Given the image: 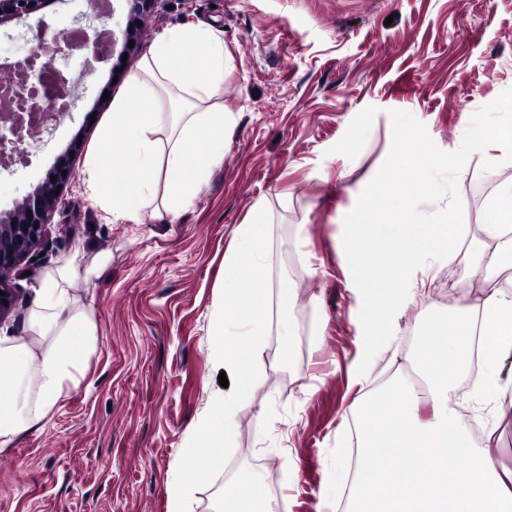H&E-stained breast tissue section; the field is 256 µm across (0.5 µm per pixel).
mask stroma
Here are the masks:
<instances>
[{
    "instance_id": "stroma-1",
    "label": "stroma",
    "mask_w": 512,
    "mask_h": 512,
    "mask_svg": "<svg viewBox=\"0 0 512 512\" xmlns=\"http://www.w3.org/2000/svg\"><path fill=\"white\" fill-rule=\"evenodd\" d=\"M80 8L54 0L0 28V62L24 60L43 31L65 37ZM199 23L213 26L230 58L219 99L231 121L224 161L172 223L165 177L137 220L115 221L89 197L85 153L75 156L0 339L37 347L32 301L65 268L98 343L47 421L0 447V512H167L177 460L221 390L211 329L224 255L259 206L270 216L271 330L260 378L237 410L232 456L189 512H216L247 471L262 473L279 512H319L357 394L350 370L363 355L361 296L337 246L345 214L390 151V113H412L452 152L472 115L512 88V0H154L136 20L116 0L93 20L114 33L113 51L74 53L61 69L80 86L70 116L21 162L0 165V212L73 144L92 145L109 109L104 92H123L160 34ZM504 181V153L469 157L458 181L464 224L482 225ZM477 242L467 234L455 263L433 260L413 274L368 388L398 375L426 323L486 290L470 256Z\"/></svg>"
}]
</instances>
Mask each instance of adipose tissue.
<instances>
[{"label": "adipose tissue", "instance_id": "ef3b65f1", "mask_svg": "<svg viewBox=\"0 0 512 512\" xmlns=\"http://www.w3.org/2000/svg\"><path fill=\"white\" fill-rule=\"evenodd\" d=\"M228 59L210 27L181 26L153 44L115 100L99 140L88 152L86 182L92 198L114 218L135 219L144 209L159 169H167L171 217L191 206L212 168L224 160L229 119L214 106ZM183 93L169 111L160 90ZM138 100L129 110L127 98ZM479 259L490 287L459 300L447 324L427 323L410 354L426 383L416 391L409 376L362 390L350 416L356 450H344L337 475L351 486H324L325 506L338 512H512V462L498 459L495 427L474 439L460 407L489 406L494 418L512 412V391L497 379L500 359L512 352V182L497 186L485 206ZM38 350L0 347V374L12 379L0 396V446L46 420L75 381L97 344L91 316L75 308L66 276H49L31 312ZM470 382L458 391L459 379ZM466 459L465 467L454 464ZM223 512H277L259 474L240 475L226 490Z\"/></svg>", "mask_w": 512, "mask_h": 512}]
</instances>
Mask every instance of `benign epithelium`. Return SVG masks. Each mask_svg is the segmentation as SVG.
<instances>
[{"mask_svg":"<svg viewBox=\"0 0 512 512\" xmlns=\"http://www.w3.org/2000/svg\"><path fill=\"white\" fill-rule=\"evenodd\" d=\"M42 0H0V25L20 21L41 10ZM87 50L98 56L93 38L84 36L74 44L57 39L40 38L29 57L12 65L15 79L0 87V94L13 104L12 112L0 121V154H14L20 146L42 141L57 124L70 114L74 105L66 80L55 74L46 81L45 66L38 65L50 53L66 55ZM56 181H51V177ZM73 177V157H60L48 177L25 196L22 210L0 219V274L19 276L30 269L27 262L35 257V249L50 223L62 187ZM0 320L7 318L19 305V293L0 278Z\"/></svg>","mask_w":512,"mask_h":512,"instance_id":"obj_1","label":"benign epithelium"}]
</instances>
